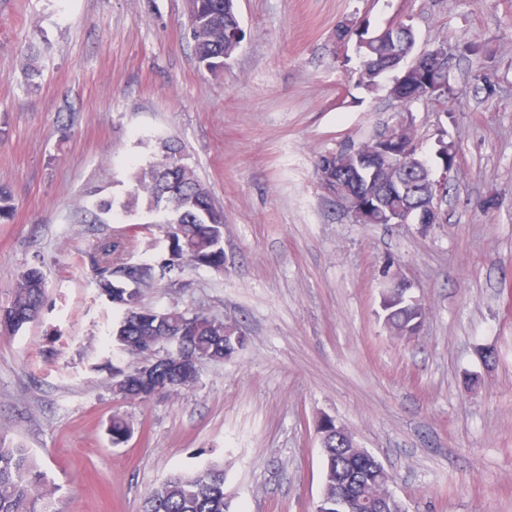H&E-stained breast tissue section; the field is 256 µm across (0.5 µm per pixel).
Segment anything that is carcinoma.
Returning <instances> with one entry per match:
<instances>
[{
  "instance_id": "cac0c4a2",
  "label": "carcinoma",
  "mask_w": 512,
  "mask_h": 512,
  "mask_svg": "<svg viewBox=\"0 0 512 512\" xmlns=\"http://www.w3.org/2000/svg\"><path fill=\"white\" fill-rule=\"evenodd\" d=\"M187 36L196 59L207 70L224 68L241 45L244 32L236 19L234 0H186ZM397 44L384 41L368 53L362 66L365 86L373 89L372 73L399 72ZM448 75L437 86L415 87L401 102L420 100L447 104ZM161 160L132 164V189L123 200L103 201L83 209L79 223L101 224L102 215L120 211L125 217L142 215L147 224L165 227L167 244L161 253L131 260L121 241L98 242L92 256L94 284L100 297L121 317L106 339L132 358L150 356V368L112 367V375L128 385L124 398L145 402L161 389L179 395L198 380V363L220 362L244 345L239 328L222 318L178 309L158 310L142 303L144 292L172 272L187 267L224 269V210L218 206L194 169L183 162L174 140L163 142ZM46 307V284L40 269L32 267L17 278L7 305L0 307V329L16 334L37 322ZM386 325L396 336L415 331L423 308L405 292L388 297ZM322 445L323 490L319 512H348L342 487L348 471L358 469L365 481L359 495L375 498L391 489L394 476L350 434L336 442V422L324 419L317 428ZM112 444L131 435L129 422L115 415L109 427ZM52 490L30 450L0 436V512H51ZM143 512H230L224 491V468L215 463L192 472H175L145 496Z\"/></svg>"
}]
</instances>
